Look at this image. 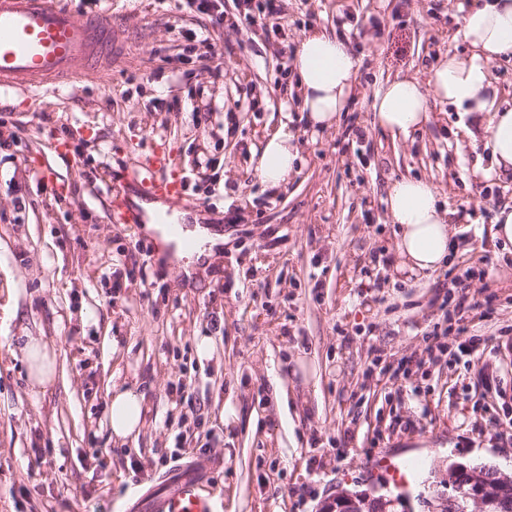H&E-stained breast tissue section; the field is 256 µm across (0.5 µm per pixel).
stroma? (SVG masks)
Segmentation results:
<instances>
[{
	"instance_id": "1",
	"label": "stroma",
	"mask_w": 512,
	"mask_h": 512,
	"mask_svg": "<svg viewBox=\"0 0 512 512\" xmlns=\"http://www.w3.org/2000/svg\"><path fill=\"white\" fill-rule=\"evenodd\" d=\"M108 15L112 72L34 92L0 91V512H127L177 464L206 462L215 512H318L337 491L396 496L374 460L412 464L404 487L432 512L449 464L512 477V251L492 235L512 180L489 178L484 138L463 113L392 138L373 122L386 78L428 81L464 53L478 0H283L278 27L223 22L183 0H58ZM318 28L349 44L354 99L334 129L305 125L291 71ZM293 132L302 162L287 188L255 172L263 137ZM165 154L224 247L176 256L157 233L108 220L116 177ZM420 177L459 234L449 267L486 268L467 293L496 311L471 334L498 356L457 371L429 350L458 288L444 269H394L389 185ZM448 267V268H449ZM37 336L55 378L31 386L22 352ZM214 343L199 357L197 337ZM144 396L137 437L114 438L115 389ZM239 420L219 419L222 406Z\"/></svg>"
}]
</instances>
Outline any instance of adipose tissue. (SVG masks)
I'll return each instance as SVG.
<instances>
[{"label": "adipose tissue", "mask_w": 512, "mask_h": 512, "mask_svg": "<svg viewBox=\"0 0 512 512\" xmlns=\"http://www.w3.org/2000/svg\"><path fill=\"white\" fill-rule=\"evenodd\" d=\"M462 34L469 53L443 58L429 86L408 76L387 80L373 98L374 120L392 137L405 136L429 122V97L445 100L458 111L485 120L491 149L488 172L505 178L512 175V106L499 103L490 65L512 55V0H485L470 9L463 18ZM292 65L310 126L331 127L354 88L357 61L349 46L326 32L310 31L299 38ZM298 160L295 135L279 129L265 137L255 171L263 183L280 188L287 185ZM386 205L391 223L397 226L398 271L424 275L446 264L456 228L429 182L411 177L394 181ZM142 421V394L131 388L114 391L109 407L113 435L137 436Z\"/></svg>", "instance_id": "adipose-tissue-1"}]
</instances>
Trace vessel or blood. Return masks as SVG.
Returning a JSON list of instances; mask_svg holds the SVG:
<instances>
[{
	"label": "vessel or blood",
	"mask_w": 512,
	"mask_h": 512,
	"mask_svg": "<svg viewBox=\"0 0 512 512\" xmlns=\"http://www.w3.org/2000/svg\"><path fill=\"white\" fill-rule=\"evenodd\" d=\"M112 25L105 16L79 17L56 0H0V89L29 90L93 70L112 68L109 48ZM169 161L154 155L127 172L142 194L175 197L182 183L168 176ZM110 220L138 224L142 214L122 199H114ZM210 471L202 464L175 468L162 477L159 487L145 492L130 512H215L204 486Z\"/></svg>",
	"instance_id": "b4317fda"
}]
</instances>
